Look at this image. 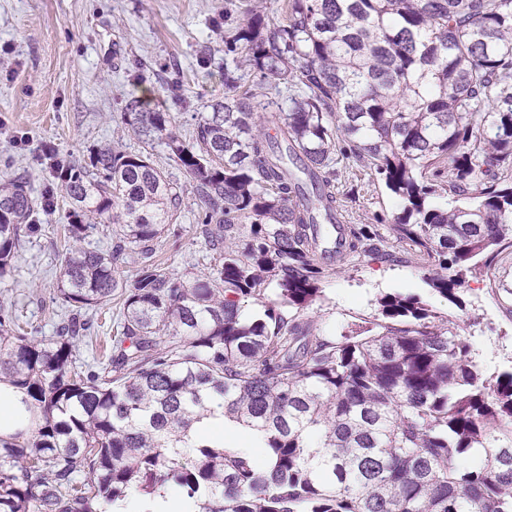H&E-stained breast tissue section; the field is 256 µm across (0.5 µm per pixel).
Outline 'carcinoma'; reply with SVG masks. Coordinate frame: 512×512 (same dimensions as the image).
Returning a JSON list of instances; mask_svg holds the SVG:
<instances>
[{
    "label": "carcinoma",
    "mask_w": 512,
    "mask_h": 512,
    "mask_svg": "<svg viewBox=\"0 0 512 512\" xmlns=\"http://www.w3.org/2000/svg\"><path fill=\"white\" fill-rule=\"evenodd\" d=\"M224 44V99L191 139L129 97L145 149L54 166L76 242L65 318L29 336L0 306V381L38 412L31 435L0 437V512H119L134 491L189 512H512V371H483L458 322L417 294L383 295L334 337L299 320L335 272L322 228L351 163L395 200L391 230L432 294L463 306L465 280L512 249V0H287L285 22L252 10ZM246 68L288 92L276 109ZM161 138L217 258L200 275L145 263L128 286L115 267L181 217L183 186L149 152ZM55 199L0 180L1 279ZM100 224L118 225L110 247L79 245ZM386 247L382 225L351 224L341 265ZM114 296L113 347L92 368L79 343ZM217 407L259 433L266 466L190 437Z\"/></svg>",
    "instance_id": "carcinoma-1"
}]
</instances>
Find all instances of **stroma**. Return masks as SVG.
Returning a JSON list of instances; mask_svg holds the SVG:
<instances>
[{"label":"stroma","instance_id":"stroma-1","mask_svg":"<svg viewBox=\"0 0 512 512\" xmlns=\"http://www.w3.org/2000/svg\"><path fill=\"white\" fill-rule=\"evenodd\" d=\"M283 0H0V168L23 174L33 194L53 183L49 145L72 158L111 146L136 151L141 143L126 124L122 102L144 98L172 113V130L189 137L198 113L224 96V36L250 8L280 19ZM182 82L172 94L171 80ZM339 180L346 221L392 224L395 203L370 172L352 167ZM185 194L177 237L160 240L151 262L181 274L205 271L199 228ZM68 205L58 198L38 211L40 232L17 269L0 281V304L23 324L53 335L64 317L56 285L70 244L64 233ZM423 270L404 244L389 256L366 255L336 270L322 295L303 313L316 333L336 336L373 318L388 293L428 294ZM440 316L464 325V338L487 373L512 369V251L494 260L490 277L464 285V308L429 296Z\"/></svg>","mask_w":512,"mask_h":512}]
</instances>
